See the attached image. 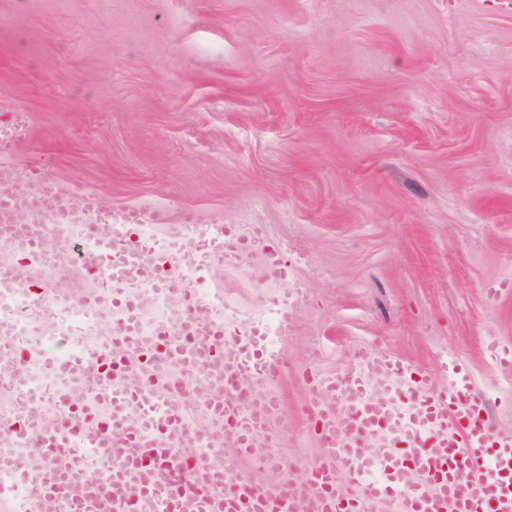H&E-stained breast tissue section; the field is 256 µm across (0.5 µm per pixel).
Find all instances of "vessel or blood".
Returning <instances> with one entry per match:
<instances>
[{
    "label": "vessel or blood",
    "mask_w": 512,
    "mask_h": 512,
    "mask_svg": "<svg viewBox=\"0 0 512 512\" xmlns=\"http://www.w3.org/2000/svg\"><path fill=\"white\" fill-rule=\"evenodd\" d=\"M235 356L225 360V376L277 375L282 362L258 333L225 331ZM104 390L117 387L124 374L118 357L99 359ZM335 405L310 406L325 454L307 479L285 475L270 492L241 481L217 497L213 512H279L282 503L307 500L311 512H377L385 501L399 512H512V433L493 434L484 406L470 380L451 372L442 389L426 373L395 356L360 350L356 362L324 379ZM279 413L274 400L259 401L232 431L237 448L254 451L255 438ZM181 426L177 412L160 419L151 447L176 472L184 493L196 484L169 441ZM357 487L350 493L338 474Z\"/></svg>",
    "instance_id": "obj_1"
}]
</instances>
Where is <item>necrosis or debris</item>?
<instances>
[{
  "instance_id": "necrosis-or-debris-1",
  "label": "necrosis or debris",
  "mask_w": 512,
  "mask_h": 512,
  "mask_svg": "<svg viewBox=\"0 0 512 512\" xmlns=\"http://www.w3.org/2000/svg\"><path fill=\"white\" fill-rule=\"evenodd\" d=\"M19 135L18 121L0 124V497L12 512H29L34 503L41 512H113L124 491L148 479L161 485L158 498L132 499L129 507L181 512L178 491L165 490L150 453H143L125 486L112 484L113 451L124 447L127 434L151 441L139 415L116 416L105 444L90 430L60 432L57 417L66 401L96 396L95 359L125 339L135 308L133 352L145 357L156 337H165L171 351L163 364L174 370L170 389L190 394L197 405L198 422L172 436L177 448L191 449L211 474L231 475L219 452L224 419L210 406L222 402L239 412L249 400L245 381L225 379L221 361L210 356L209 338L225 313L206 269L225 256L201 259L224 227L200 228L184 243L157 236V225L172 220L167 209L112 212L98 207L91 189L61 199L49 175L4 161ZM51 235L66 237L70 248L45 251L42 243ZM60 270L71 276L65 293L51 286V272ZM94 468L95 486L74 493L72 481Z\"/></svg>"
}]
</instances>
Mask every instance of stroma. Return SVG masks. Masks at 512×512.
Returning a JSON list of instances; mask_svg holds the SVG:
<instances>
[{
	"label": "stroma",
	"instance_id": "obj_1",
	"mask_svg": "<svg viewBox=\"0 0 512 512\" xmlns=\"http://www.w3.org/2000/svg\"><path fill=\"white\" fill-rule=\"evenodd\" d=\"M11 158L62 193L261 229L209 276L250 323L289 290L258 447L307 475L306 410L361 349L466 374L512 432V0H0ZM288 268L277 277L273 261ZM500 289L489 302L486 289ZM23 112H13V119L8 124H0V155L10 153L16 145L20 135L18 117Z\"/></svg>",
	"mask_w": 512,
	"mask_h": 512
}]
</instances>
